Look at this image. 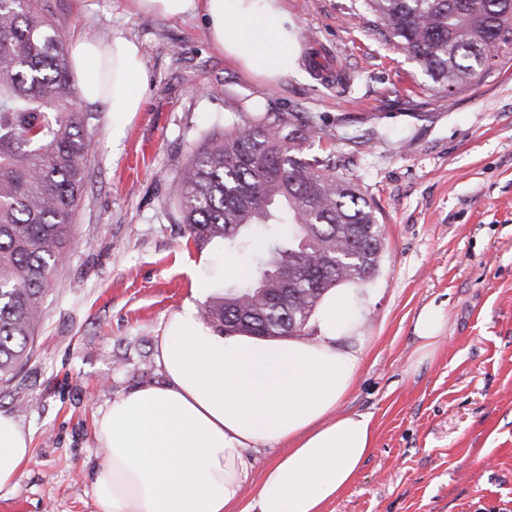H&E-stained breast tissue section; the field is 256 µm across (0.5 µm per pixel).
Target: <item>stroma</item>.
Returning <instances> with one entry per match:
<instances>
[{
    "label": "stroma",
    "mask_w": 512,
    "mask_h": 512,
    "mask_svg": "<svg viewBox=\"0 0 512 512\" xmlns=\"http://www.w3.org/2000/svg\"><path fill=\"white\" fill-rule=\"evenodd\" d=\"M63 42L135 40L149 74L142 112L112 140L93 108L87 178L54 272L32 358L0 384V411L32 438V460L0 512H95L100 410L164 382L168 319L248 271L223 243L184 234L178 176L224 133L236 106L313 116L304 157L334 154L359 175L384 226L361 289L360 363L339 413H367L375 444L324 512H512V50L480 85L440 97L415 62L350 16L357 0H285L298 71L267 81L212 45L202 13L163 18L135 0H45ZM446 319L432 359L414 325ZM288 441L247 449V512Z\"/></svg>",
    "instance_id": "35a3bbf8"
}]
</instances>
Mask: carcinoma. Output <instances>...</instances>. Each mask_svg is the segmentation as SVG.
Listing matches in <instances>:
<instances>
[{
  "label": "carcinoma",
  "instance_id": "obj_1",
  "mask_svg": "<svg viewBox=\"0 0 512 512\" xmlns=\"http://www.w3.org/2000/svg\"><path fill=\"white\" fill-rule=\"evenodd\" d=\"M352 13L448 96L483 82L512 47V0H363ZM254 112L198 149L181 173L188 238L249 255L250 277L201 308L219 331L299 336L326 291L371 279L382 224L355 175L295 142L310 117ZM91 115L44 0H0V382L30 359L84 190ZM293 273L288 291L271 275Z\"/></svg>",
  "mask_w": 512,
  "mask_h": 512
}]
</instances>
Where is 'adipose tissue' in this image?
I'll use <instances>...</instances> for the list:
<instances>
[{
    "mask_svg": "<svg viewBox=\"0 0 512 512\" xmlns=\"http://www.w3.org/2000/svg\"><path fill=\"white\" fill-rule=\"evenodd\" d=\"M167 18L203 12L213 46L276 81L294 73L297 29L283 0H138ZM83 102L102 105L113 136L142 111L148 81L139 45L81 38L69 45ZM364 296L329 290L313 340L219 336L191 305L161 340L165 381L140 385L98 417L105 453L92 474L97 512H233L249 480L247 448L291 441L265 471L256 512H323L356 478L374 447L371 415L338 414L359 357L342 347L361 330ZM31 438L0 412V492L16 488Z\"/></svg>",
    "mask_w": 512,
    "mask_h": 512,
    "instance_id": "1",
    "label": "adipose tissue"
}]
</instances>
